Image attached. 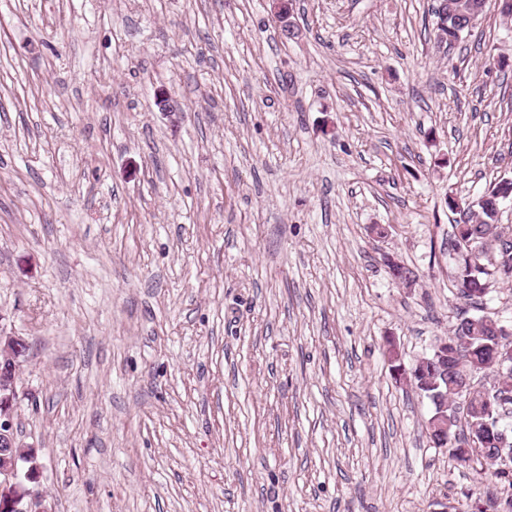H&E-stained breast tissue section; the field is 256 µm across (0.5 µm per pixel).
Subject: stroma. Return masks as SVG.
Listing matches in <instances>:
<instances>
[{
    "label": "stroma",
    "mask_w": 512,
    "mask_h": 512,
    "mask_svg": "<svg viewBox=\"0 0 512 512\" xmlns=\"http://www.w3.org/2000/svg\"><path fill=\"white\" fill-rule=\"evenodd\" d=\"M432 2L293 0L290 39L269 0H0V328L54 512H492L384 348L475 315L447 200L512 177V29L436 47Z\"/></svg>",
    "instance_id": "35a3bbf8"
}]
</instances>
